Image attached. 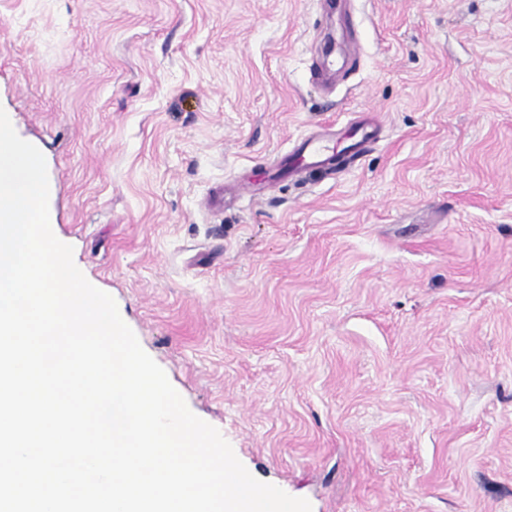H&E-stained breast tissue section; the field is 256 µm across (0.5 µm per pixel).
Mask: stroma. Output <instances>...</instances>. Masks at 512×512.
<instances>
[{
    "label": "stroma",
    "mask_w": 512,
    "mask_h": 512,
    "mask_svg": "<svg viewBox=\"0 0 512 512\" xmlns=\"http://www.w3.org/2000/svg\"><path fill=\"white\" fill-rule=\"evenodd\" d=\"M333 84L312 78L327 41ZM55 236L256 479L512 512V0H0ZM379 137L275 171L314 129Z\"/></svg>",
    "instance_id": "1"
}]
</instances>
